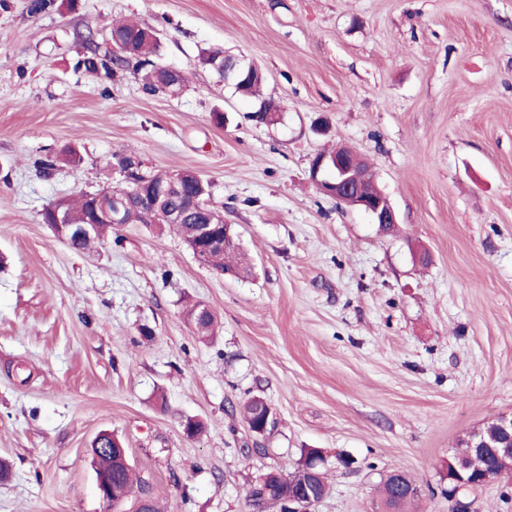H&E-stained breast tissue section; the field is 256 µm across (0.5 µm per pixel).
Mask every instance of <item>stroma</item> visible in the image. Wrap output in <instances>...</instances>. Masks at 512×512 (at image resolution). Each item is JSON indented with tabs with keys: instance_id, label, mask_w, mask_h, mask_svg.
<instances>
[{
	"instance_id": "obj_1",
	"label": "stroma",
	"mask_w": 512,
	"mask_h": 512,
	"mask_svg": "<svg viewBox=\"0 0 512 512\" xmlns=\"http://www.w3.org/2000/svg\"><path fill=\"white\" fill-rule=\"evenodd\" d=\"M30 3L0 0V512H108L89 454L103 431L160 512H250L257 477L307 448L329 484L309 512H376L393 470L417 512H454L449 456L512 413V0ZM119 19L159 31L179 95L75 70L86 31L105 43ZM211 48L262 69L277 121L198 65ZM339 145L368 161L397 231L311 182ZM116 153L199 173L250 275L156 224L62 243L42 209L119 186ZM193 304L218 318L209 340ZM251 396L275 415L266 435L239 413ZM467 500L512 512V473Z\"/></svg>"
}]
</instances>
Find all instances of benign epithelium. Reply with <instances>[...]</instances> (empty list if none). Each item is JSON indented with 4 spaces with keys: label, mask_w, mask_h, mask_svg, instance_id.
<instances>
[{
    "label": "benign epithelium",
    "mask_w": 512,
    "mask_h": 512,
    "mask_svg": "<svg viewBox=\"0 0 512 512\" xmlns=\"http://www.w3.org/2000/svg\"><path fill=\"white\" fill-rule=\"evenodd\" d=\"M310 175L323 194L367 214L381 229L386 230L388 226L398 223L396 211L386 195H368L364 192L368 171L363 167V160L359 156L341 149L336 150L330 158L318 155L312 161ZM126 181L129 188L118 191L113 196L111 205L102 204L96 208L84 224L67 222L64 202L49 206L54 216L51 228L56 236L68 245L76 240L90 238L98 232L101 224L116 226L124 223V212L131 208L139 209L145 220H150L154 209L161 205L169 189L147 193L141 184L132 182L131 178H126ZM215 229L214 224L195 226V240L189 244V248L197 259H203L205 251L222 249L231 241L227 235H217ZM245 422L252 433L263 436L273 426L274 415L269 411L260 421L248 417ZM496 425L497 436L493 440H486L481 431L477 430L468 435V447L476 454L489 451L499 458H512V415L498 417ZM96 485L100 498L117 512L122 500L113 489L112 478L98 475ZM311 505L312 499L291 491L277 500L258 502L256 509L263 512L272 507L277 512H309Z\"/></svg>",
    "instance_id": "benign-epithelium-1"
}]
</instances>
